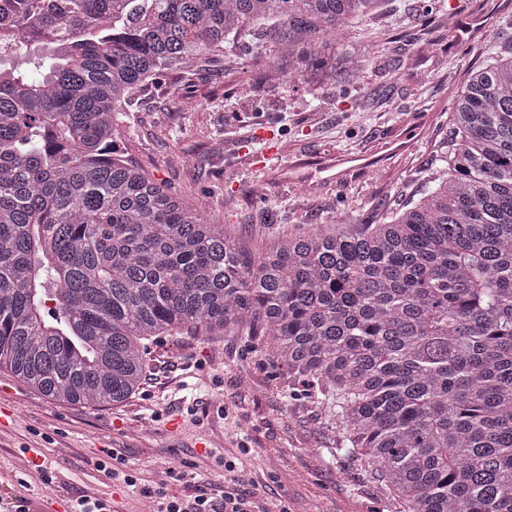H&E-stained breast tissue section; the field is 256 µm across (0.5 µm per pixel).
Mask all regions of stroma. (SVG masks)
Listing matches in <instances>:
<instances>
[{"mask_svg":"<svg viewBox=\"0 0 512 512\" xmlns=\"http://www.w3.org/2000/svg\"><path fill=\"white\" fill-rule=\"evenodd\" d=\"M425 2L387 0L376 19L338 30L342 42L387 37L385 57L356 89L290 76L267 38L227 44L219 63L193 74L161 76L120 117L126 158L255 248L303 227L374 217L382 202L419 190L434 143L450 130L453 89L442 68L483 64L482 41L468 32L477 0H441L429 22L416 12ZM339 155L349 161L337 170ZM0 407L13 413L0 424V479L40 512H63L86 491L116 512H154L156 483L180 496L222 487L220 454L201 459L199 444L211 438L224 450L241 433L252 450L237 466L260 477L269 503L290 512L401 509L370 470L334 454L333 429L305 396H289L287 376L255 342L213 343L189 330L163 337L138 394L116 406L52 401L0 371ZM105 449L140 471L146 491L96 470ZM36 457L51 481L32 468Z\"/></svg>","mask_w":512,"mask_h":512,"instance_id":"stroma-1","label":"stroma"}]
</instances>
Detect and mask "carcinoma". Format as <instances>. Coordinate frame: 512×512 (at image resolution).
Wrapping results in <instances>:
<instances>
[{
  "mask_svg": "<svg viewBox=\"0 0 512 512\" xmlns=\"http://www.w3.org/2000/svg\"><path fill=\"white\" fill-rule=\"evenodd\" d=\"M384 0H18L0 60V370L133 398L155 338L257 340L403 512H512V18L453 98L420 196L255 251L125 160L115 116L262 35L306 72ZM384 42L336 47L361 83ZM55 302L52 308L46 301Z\"/></svg>",
  "mask_w": 512,
  "mask_h": 512,
  "instance_id": "cac0c4a2",
  "label": "carcinoma"
}]
</instances>
